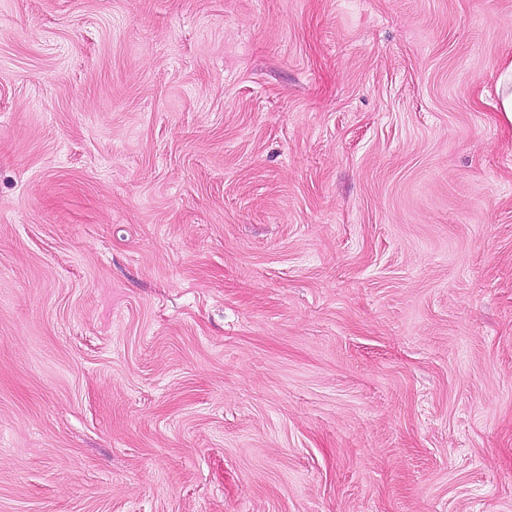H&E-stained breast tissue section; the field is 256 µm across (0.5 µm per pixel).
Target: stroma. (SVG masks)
<instances>
[{
  "mask_svg": "<svg viewBox=\"0 0 512 512\" xmlns=\"http://www.w3.org/2000/svg\"><path fill=\"white\" fill-rule=\"evenodd\" d=\"M512 0H0V512H512ZM495 92L499 97L500 111L512 121V61L500 70L495 82Z\"/></svg>",
  "mask_w": 512,
  "mask_h": 512,
  "instance_id": "35a3bbf8",
  "label": "stroma"
}]
</instances>
